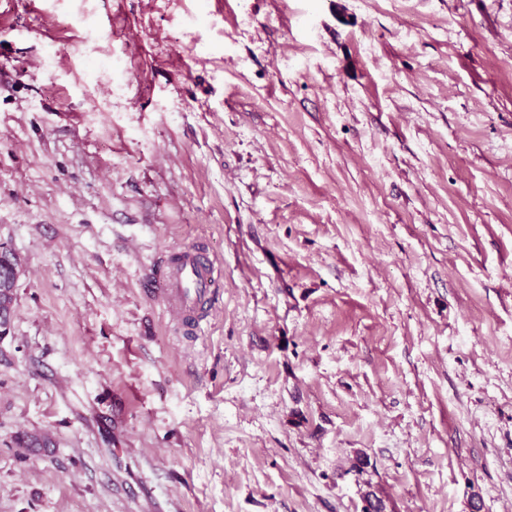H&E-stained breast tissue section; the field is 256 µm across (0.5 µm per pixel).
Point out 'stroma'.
I'll use <instances>...</instances> for the list:
<instances>
[{
	"mask_svg": "<svg viewBox=\"0 0 512 512\" xmlns=\"http://www.w3.org/2000/svg\"><path fill=\"white\" fill-rule=\"evenodd\" d=\"M0 246V512H512V0H0ZM3 255H7L8 260H4L2 258L0 260V312L1 316L7 320L8 318H11L15 292L11 290L12 286L8 288H4V286L11 275L9 260H11L13 254L1 247L0 256ZM161 288L178 322L197 330L198 314L215 303L218 286L214 261L200 247L181 249L171 262ZM187 318L192 319L189 326L185 324Z\"/></svg>",
	"mask_w": 512,
	"mask_h": 512,
	"instance_id": "stroma-1",
	"label": "stroma"
}]
</instances>
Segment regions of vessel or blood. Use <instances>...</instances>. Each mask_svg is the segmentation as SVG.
<instances>
[{"label": "vessel or blood", "mask_w": 512, "mask_h": 512, "mask_svg": "<svg viewBox=\"0 0 512 512\" xmlns=\"http://www.w3.org/2000/svg\"><path fill=\"white\" fill-rule=\"evenodd\" d=\"M162 292L178 321L197 318L211 308L217 292L215 265L208 253L196 246L176 253L164 276Z\"/></svg>", "instance_id": "vessel-or-blood-1"}]
</instances>
